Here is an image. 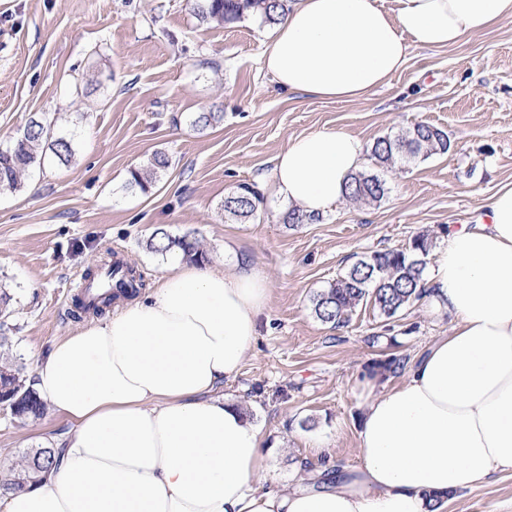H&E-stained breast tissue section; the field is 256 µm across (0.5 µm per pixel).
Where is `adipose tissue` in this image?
I'll use <instances>...</instances> for the list:
<instances>
[{"instance_id":"ef3b65f1","label":"adipose tissue","mask_w":512,"mask_h":512,"mask_svg":"<svg viewBox=\"0 0 512 512\" xmlns=\"http://www.w3.org/2000/svg\"><path fill=\"white\" fill-rule=\"evenodd\" d=\"M294 0L262 66L285 91L352 101L385 86L410 46L445 48L512 19V0ZM364 143L336 129L288 140L272 193L307 215L344 196ZM478 224L452 231L424 277L448 336L402 384L365 381L361 463L335 484L311 474L261 488L276 450L218 396L258 332L269 282L248 258L230 272L172 264L147 295L57 341L31 385L71 430L42 484L0 512H443L449 493L512 471V187Z\"/></svg>"}]
</instances>
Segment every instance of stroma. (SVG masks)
<instances>
[{
    "label": "stroma",
    "instance_id": "obj_1",
    "mask_svg": "<svg viewBox=\"0 0 512 512\" xmlns=\"http://www.w3.org/2000/svg\"><path fill=\"white\" fill-rule=\"evenodd\" d=\"M195 0H0V147L30 117L73 132L69 164H46L21 188L0 189V282L14 296L13 352L26 374L75 334L77 283L118 255L154 287L175 254L148 251L156 229L188 234L225 270L234 251L269 280L258 336L224 395L278 449L270 477L288 488L324 462H360V385L373 361H413L453 318L417 301L393 319L363 306L340 328L319 321L313 295L360 257L419 234L474 223L484 199L512 185V20L439 49L410 47L387 86L354 101L278 89L262 69L267 26L200 21ZM220 112L200 132L188 118ZM417 123L448 132L452 149L387 173L377 205L339 201L289 226L286 204L265 196L257 218L226 220L224 197L270 180L292 137L334 128L372 145ZM171 165L148 191L126 188L155 151ZM55 412L20 421L0 413V467L66 432ZM447 512H512V471L454 494Z\"/></svg>",
    "mask_w": 512,
    "mask_h": 512
}]
</instances>
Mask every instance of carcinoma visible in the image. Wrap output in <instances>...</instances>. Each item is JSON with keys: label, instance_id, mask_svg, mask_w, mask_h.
I'll list each match as a JSON object with an SVG mask.
<instances>
[{"label": "carcinoma", "instance_id": "carcinoma-1", "mask_svg": "<svg viewBox=\"0 0 512 512\" xmlns=\"http://www.w3.org/2000/svg\"><path fill=\"white\" fill-rule=\"evenodd\" d=\"M200 19L218 24L253 17L266 25H274L286 15L288 0H197ZM224 120L222 112H197L190 117L191 126L207 129ZM448 133L428 124H415L394 134L377 138L370 155L374 168L357 171L345 184L344 198L364 204L381 202L388 194L387 180L381 171L403 159H428L451 148ZM74 155V138L54 133L52 122L44 115L33 116L14 139L0 149V187L17 189L23 179L48 161L67 164ZM170 167L168 156L157 151L140 167L130 171L127 188L141 191L158 181ZM263 193L255 183H243L224 197V215L240 221L257 216ZM434 246L425 234L415 236L404 248H390L367 254L336 276L328 287L316 292L312 307L316 318L334 328L346 325L353 312L363 303H371L379 314L392 319L424 294L423 275L427 258ZM152 252L162 256L178 252L192 263H207L209 257L199 241L188 235L171 236L158 229L147 242ZM127 279L120 291L106 295L88 309L84 302L76 308L86 313L101 314L112 301L134 296L143 287V279L134 268L126 269ZM13 297L0 287V408L18 420L37 419L46 404L26 383L24 367L13 355L9 318L13 313ZM404 369V362L393 357L372 365L370 372L385 379ZM62 449L31 448L11 462L0 473V496L39 485L58 465Z\"/></svg>", "mask_w": 512, "mask_h": 512}]
</instances>
